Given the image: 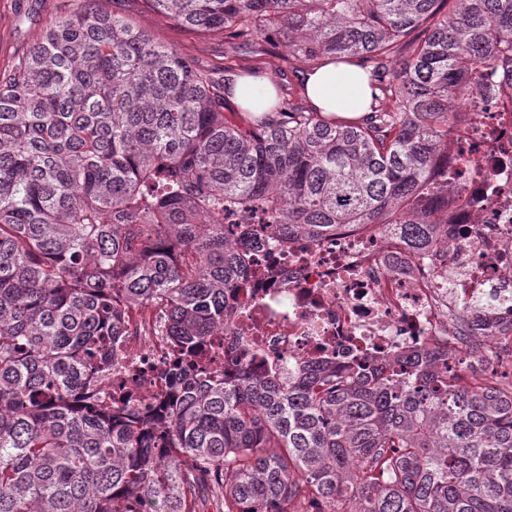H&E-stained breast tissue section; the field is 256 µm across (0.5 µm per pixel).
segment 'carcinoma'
Listing matches in <instances>:
<instances>
[{"mask_svg":"<svg viewBox=\"0 0 512 512\" xmlns=\"http://www.w3.org/2000/svg\"><path fill=\"white\" fill-rule=\"evenodd\" d=\"M92 2L0 73V512H512V376L465 383L426 354L227 381L201 349L248 274L242 240L442 233L426 202L462 91L512 77V0H148L316 69L357 61L359 123L291 86L236 112L228 84ZM138 305L178 344L157 417L97 396Z\"/></svg>","mask_w":512,"mask_h":512,"instance_id":"obj_1","label":"carcinoma"}]
</instances>
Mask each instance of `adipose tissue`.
Listing matches in <instances>:
<instances>
[{
    "mask_svg": "<svg viewBox=\"0 0 512 512\" xmlns=\"http://www.w3.org/2000/svg\"><path fill=\"white\" fill-rule=\"evenodd\" d=\"M304 84L311 102L322 111L354 119L369 105V88L362 68L351 64H327L306 72Z\"/></svg>",
    "mask_w": 512,
    "mask_h": 512,
    "instance_id": "ef3b65f1",
    "label": "adipose tissue"
}]
</instances>
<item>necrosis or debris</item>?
<instances>
[{"label": "necrosis or debris", "instance_id": "4bbe7bcc", "mask_svg": "<svg viewBox=\"0 0 512 512\" xmlns=\"http://www.w3.org/2000/svg\"><path fill=\"white\" fill-rule=\"evenodd\" d=\"M448 146V234L417 252L379 225L351 224L319 241L248 242L237 311L218 334L226 378L313 362L376 363L438 352L487 375L512 367V84L489 68L469 85ZM158 312L128 309L112 378L146 405L167 396L171 337Z\"/></svg>", "mask_w": 512, "mask_h": 512}]
</instances>
